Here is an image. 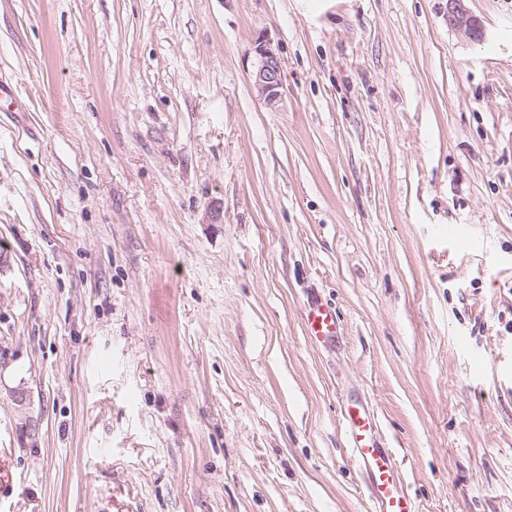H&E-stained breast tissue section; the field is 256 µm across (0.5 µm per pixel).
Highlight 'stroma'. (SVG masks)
I'll list each match as a JSON object with an SVG mask.
<instances>
[{
  "label": "stroma",
  "mask_w": 512,
  "mask_h": 512,
  "mask_svg": "<svg viewBox=\"0 0 512 512\" xmlns=\"http://www.w3.org/2000/svg\"><path fill=\"white\" fill-rule=\"evenodd\" d=\"M465 7L0 0V512H374L353 403L416 512H512V0ZM464 0H448V24L463 33L472 41H480L484 37V30L480 20L470 14ZM256 62L252 71V85L268 105H274L281 96L283 67L276 50L263 38L255 47ZM304 328L308 340L314 345L332 340L338 329L336 309L321 301L310 304L306 310Z\"/></svg>",
  "instance_id": "35a3bbf8"
}]
</instances>
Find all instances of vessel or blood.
<instances>
[{"label":"vessel or blood","instance_id":"obj_1","mask_svg":"<svg viewBox=\"0 0 512 512\" xmlns=\"http://www.w3.org/2000/svg\"><path fill=\"white\" fill-rule=\"evenodd\" d=\"M304 328L308 340L320 345L332 340L338 329L336 310L323 302L309 305ZM346 432L356 464L372 480V498L376 512H415L405 493L394 462L377 439L376 418L367 407H347L344 413Z\"/></svg>","mask_w":512,"mask_h":512}]
</instances>
